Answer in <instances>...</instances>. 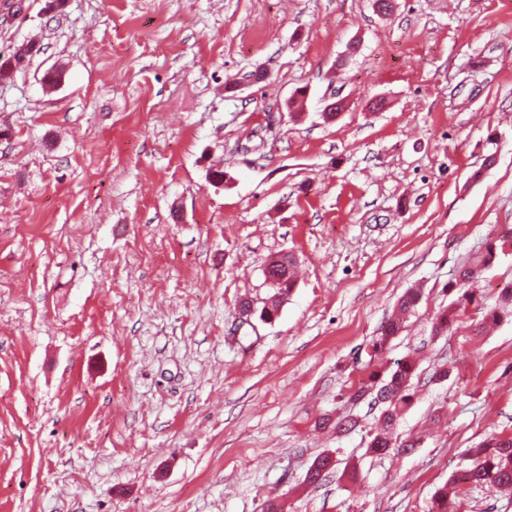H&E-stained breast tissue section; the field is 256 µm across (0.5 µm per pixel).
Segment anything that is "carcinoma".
Returning a JSON list of instances; mask_svg holds the SVG:
<instances>
[{
    "mask_svg": "<svg viewBox=\"0 0 512 512\" xmlns=\"http://www.w3.org/2000/svg\"><path fill=\"white\" fill-rule=\"evenodd\" d=\"M512 241V228H508L503 235L488 242L484 251L469 259L468 263L458 270L454 287L462 291L461 298L470 300L469 292L465 287L486 267L495 260L497 250L504 247L507 241ZM296 260L291 254H283L271 261L267 269L268 276L272 277V288L275 289L273 299L268 301L261 309L259 318L265 322L276 316L280 305L287 299L288 293L294 286L293 271ZM420 300V291L409 289L398 299L397 306L390 317L381 326L379 336L373 343V351L382 352L398 337L407 319L413 313ZM461 313V305L456 304L441 311L434 323V334L441 335L448 331L450 324ZM415 373L414 363L404 359L396 364V368L381 374L370 372L359 383L356 392L349 395L347 400L356 403L366 396H373L374 404L380 406V415L376 425L369 434L366 454L376 457L385 456L391 452L409 454L415 444L411 442H397L395 431L403 412L412 401V378ZM321 424L330 425L341 435L356 427L357 420L349 414L338 415L334 418L326 416ZM469 467L463 473L462 481L476 488L488 485L494 488H512V433L490 435L477 448L468 451ZM337 460L329 452L318 455L308 468L305 482L314 485L320 483L335 469ZM457 481H449L438 488L430 508V512H448L451 507L449 489L456 488Z\"/></svg>",
    "mask_w": 512,
    "mask_h": 512,
    "instance_id": "1",
    "label": "carcinoma"
}]
</instances>
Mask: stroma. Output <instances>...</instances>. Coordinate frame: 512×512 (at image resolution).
<instances>
[{"label": "stroma", "instance_id": "stroma-1", "mask_svg": "<svg viewBox=\"0 0 512 512\" xmlns=\"http://www.w3.org/2000/svg\"><path fill=\"white\" fill-rule=\"evenodd\" d=\"M8 2L0 57L38 52L0 80V512H428L512 432V312L485 321L512 246L433 333L512 227V0ZM408 357L411 454L367 455L366 399L351 432L317 429L369 362ZM327 450L355 479L305 484ZM452 512L512 496L464 487ZM512 241V228H508L502 236L489 241L484 251L469 259L468 263L458 270L453 287L463 290L486 267L495 260L497 250L503 248L505 243ZM295 264V257L288 253L282 254L268 264L269 273L265 270L266 280H269V276L272 277L268 282L271 283L272 280L271 286L276 292L272 296L273 299H270L261 309L259 315L261 321L265 322L268 321L267 317L277 316L280 305L287 299L288 293L294 286L293 271ZM420 296V291L417 289H408L400 296L396 308L381 326L379 336L376 337L373 343L374 353L383 352L392 340L402 333L407 319L420 300Z\"/></svg>", "mask_w": 512, "mask_h": 512}]
</instances>
